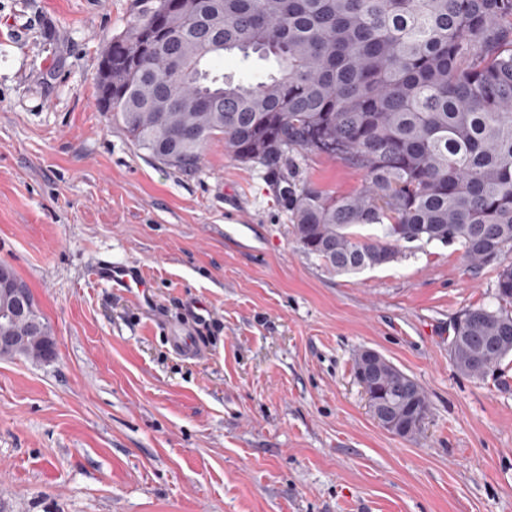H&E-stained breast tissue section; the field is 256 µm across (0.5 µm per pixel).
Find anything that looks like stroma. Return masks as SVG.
Here are the masks:
<instances>
[{
  "label": "stroma",
  "instance_id": "stroma-1",
  "mask_svg": "<svg viewBox=\"0 0 512 512\" xmlns=\"http://www.w3.org/2000/svg\"><path fill=\"white\" fill-rule=\"evenodd\" d=\"M130 7L0 0V265L56 342L0 358V512H512V363L475 378L448 352L454 320L494 305V270L419 240L328 271L222 136L192 171L138 149L94 99ZM292 172L364 182L324 156ZM103 261L141 270L151 302L90 279ZM363 348L423 388L417 441L371 416Z\"/></svg>",
  "mask_w": 512,
  "mask_h": 512
}]
</instances>
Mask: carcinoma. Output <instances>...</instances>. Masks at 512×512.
I'll list each match as a JSON object with an SVG mask.
<instances>
[{
	"mask_svg": "<svg viewBox=\"0 0 512 512\" xmlns=\"http://www.w3.org/2000/svg\"><path fill=\"white\" fill-rule=\"evenodd\" d=\"M226 54L276 69L235 81L210 65ZM106 61L112 93L95 83L98 108L165 166L197 168L221 134L278 183L296 152L361 169L348 194L288 193L300 250L350 273L410 240L456 243L469 267H494L497 305L453 322L450 359L480 378L512 355V0H132ZM2 335L33 361L55 346L41 315L0 294ZM403 375L381 365L382 407L430 415Z\"/></svg>",
	"mask_w": 512,
	"mask_h": 512,
	"instance_id": "carcinoma-1",
	"label": "carcinoma"
}]
</instances>
